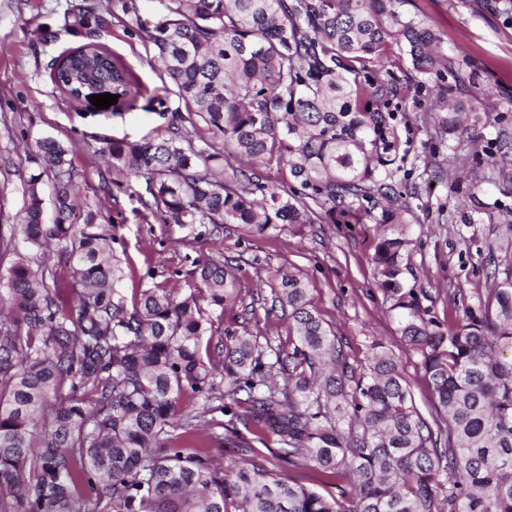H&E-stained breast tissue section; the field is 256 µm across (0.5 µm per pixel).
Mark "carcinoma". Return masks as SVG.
Listing matches in <instances>:
<instances>
[{
    "instance_id": "1",
    "label": "carcinoma",
    "mask_w": 512,
    "mask_h": 512,
    "mask_svg": "<svg viewBox=\"0 0 512 512\" xmlns=\"http://www.w3.org/2000/svg\"><path fill=\"white\" fill-rule=\"evenodd\" d=\"M406 0H164L146 30L174 93L190 106L159 139H114L112 167L142 177L164 224H282L336 219L360 199L381 210L372 262L395 300L397 330L428 379L435 414L417 410L398 365L346 360L298 272L273 277V300L292 319L286 351L226 333L224 358L202 346L213 315L242 290L232 267L197 261L206 292L154 283L133 310L118 297L112 234L91 211L78 222L68 150L36 142L53 173V213L29 178L19 223L0 233V512H512V275L496 282L484 315L443 330L406 286L408 205L395 181L398 136L383 108L399 94L364 69L405 53L437 81L451 66L429 24ZM141 24L136 0L112 16ZM50 78L73 98L110 83L135 108L143 85L117 54L88 43L64 51ZM451 137L462 103L441 85L432 106ZM201 121L197 142L178 122ZM288 167L305 192L268 188L253 166ZM54 244V268L30 251ZM228 420L196 437L184 400ZM243 428H238V425ZM284 476L257 461L252 437ZM242 457L224 472L212 451ZM312 481L336 489L322 494Z\"/></svg>"
}]
</instances>
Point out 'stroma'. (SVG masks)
Returning a JSON list of instances; mask_svg holds the SVG:
<instances>
[{
    "instance_id": "stroma-1",
    "label": "stroma",
    "mask_w": 512,
    "mask_h": 512,
    "mask_svg": "<svg viewBox=\"0 0 512 512\" xmlns=\"http://www.w3.org/2000/svg\"><path fill=\"white\" fill-rule=\"evenodd\" d=\"M503 0H407V14L432 25L453 62L445 83L450 97L468 101L463 133L441 135L431 105L433 81L408 62H378L369 70L400 87L390 104L405 162L396 177L416 185L406 275L419 290L427 319L449 327L466 314L481 315L494 278L512 271V252L489 254L491 243L512 237V14ZM94 6L103 25L67 26V8ZM98 42L120 54L148 92L162 87V70L144 32L112 17V0H0V225L18 223L24 184L41 174L44 191L52 174L36 148L50 137L68 150L78 211L98 212L111 227L113 253L123 271L119 293L135 305L141 288L155 282L187 289L200 285L195 260L228 262L243 288L233 309L206 334L212 344L226 330L249 331L291 348L289 321L272 305L275 273L297 271L311 288L320 317L335 331L347 361L363 368L379 358L394 360L412 383L423 416L433 410L432 392L411 357L394 320L393 302L375 284L372 254L381 233L379 211L362 200L336 210L332 224L289 226L265 234H189L146 210L144 180L112 168L102 153L108 142L163 137L168 114L179 105L140 97L106 109L90 100L65 103L50 80L54 58L69 48Z\"/></svg>"
}]
</instances>
